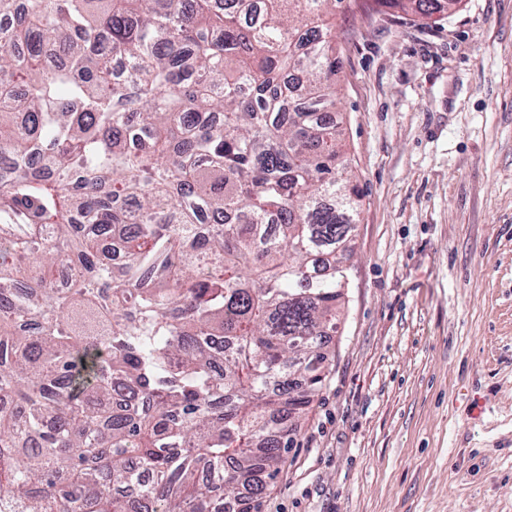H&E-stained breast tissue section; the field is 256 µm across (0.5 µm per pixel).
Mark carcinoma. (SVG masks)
I'll return each mask as SVG.
<instances>
[{
  "label": "carcinoma",
  "instance_id": "carcinoma-1",
  "mask_svg": "<svg viewBox=\"0 0 512 512\" xmlns=\"http://www.w3.org/2000/svg\"><path fill=\"white\" fill-rule=\"evenodd\" d=\"M228 2L0 0V512H251L322 385L335 0Z\"/></svg>",
  "mask_w": 512,
  "mask_h": 512
}]
</instances>
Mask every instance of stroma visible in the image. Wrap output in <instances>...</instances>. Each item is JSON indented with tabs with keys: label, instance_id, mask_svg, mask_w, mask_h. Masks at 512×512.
<instances>
[{
	"label": "stroma",
	"instance_id": "obj_1",
	"mask_svg": "<svg viewBox=\"0 0 512 512\" xmlns=\"http://www.w3.org/2000/svg\"><path fill=\"white\" fill-rule=\"evenodd\" d=\"M329 19L361 210L262 512H512V0Z\"/></svg>",
	"mask_w": 512,
	"mask_h": 512
}]
</instances>
